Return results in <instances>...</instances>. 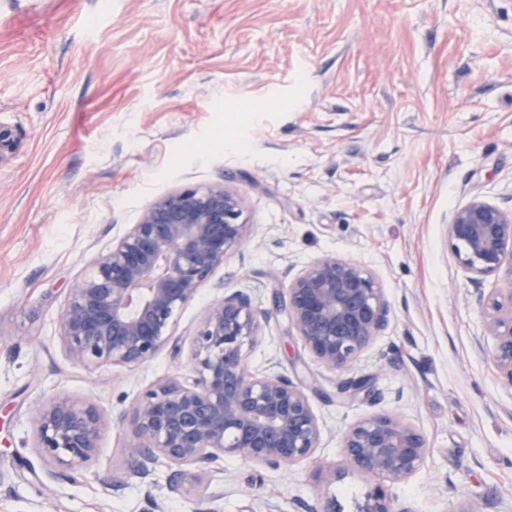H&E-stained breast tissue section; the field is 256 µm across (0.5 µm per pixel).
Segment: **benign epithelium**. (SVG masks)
I'll return each instance as SVG.
<instances>
[{
  "label": "benign epithelium",
  "mask_w": 512,
  "mask_h": 512,
  "mask_svg": "<svg viewBox=\"0 0 512 512\" xmlns=\"http://www.w3.org/2000/svg\"><path fill=\"white\" fill-rule=\"evenodd\" d=\"M249 241L241 196L225 182L157 197L70 289L61 315L68 356L88 369L132 368L168 347L180 351L177 315ZM448 241L475 284H496L480 303L494 337L489 358L512 387V210L475 197L454 211ZM219 287L223 296L192 336L188 374L158 380L129 410L124 453L139 475L161 459L207 471L226 455L277 470L319 448L321 425L306 387L281 374L259 375L248 362L245 346L260 336L262 312L247 292ZM281 310L288 332L336 376L337 393L377 404L371 379L352 373L388 326L389 302L370 271L334 255L291 266ZM34 421L36 447L64 479L90 459L105 423L97 408L65 396L43 401ZM340 448L350 469L389 484L416 476L430 453L422 430L385 410L348 426ZM360 512L410 510L394 508L379 484Z\"/></svg>",
  "instance_id": "benign-epithelium-1"
}]
</instances>
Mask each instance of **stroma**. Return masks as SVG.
Instances as JSON below:
<instances>
[{
    "label": "stroma",
    "mask_w": 512,
    "mask_h": 512,
    "mask_svg": "<svg viewBox=\"0 0 512 512\" xmlns=\"http://www.w3.org/2000/svg\"><path fill=\"white\" fill-rule=\"evenodd\" d=\"M0 512H209L185 468L132 474L129 409L186 354L130 369L71 360L74 284L153 200L231 182L251 240L178 316L189 339L220 295L268 314L259 374L309 389L313 459L272 470L228 456L205 472L222 512H357L371 479L342 432L371 413L337 394L287 332L289 264L331 254L369 269L390 324L355 362L380 406L426 434L420 473L389 486L410 512H512V387L488 360L480 292L448 242L474 197L512 208V0H0ZM63 395L106 414L92 457L59 479L33 412ZM118 490L107 492L100 476Z\"/></svg>",
    "instance_id": "1"
}]
</instances>
